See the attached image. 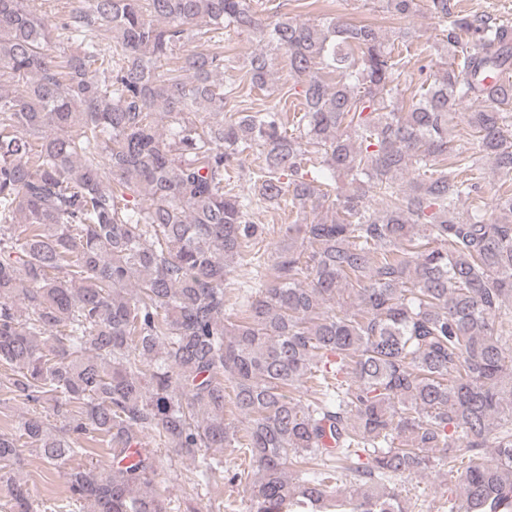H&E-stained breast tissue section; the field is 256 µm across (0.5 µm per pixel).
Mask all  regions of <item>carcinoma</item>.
<instances>
[{"label":"carcinoma","instance_id":"carcinoma-1","mask_svg":"<svg viewBox=\"0 0 512 512\" xmlns=\"http://www.w3.org/2000/svg\"><path fill=\"white\" fill-rule=\"evenodd\" d=\"M422 1L441 38L416 86L415 32L373 22L69 0L52 25L37 0H0V80L15 85L0 89V395L30 407L0 432L9 512H169L143 439L192 459L232 447L228 387L248 512H407L384 481L445 461L448 512H512V193L489 210L480 177L484 159L512 174V25L383 0L401 16ZM229 27L264 49L241 63L213 47ZM59 30L80 47L58 50ZM280 55L301 97L290 128ZM241 71L261 108L237 109ZM462 102L476 154L453 145ZM254 149L257 194L296 219L233 317L224 284L261 233L224 183ZM100 442L111 468L71 465ZM24 448L62 473L65 502L18 477ZM202 463L198 480L224 483L222 460Z\"/></svg>","mask_w":512,"mask_h":512}]
</instances>
